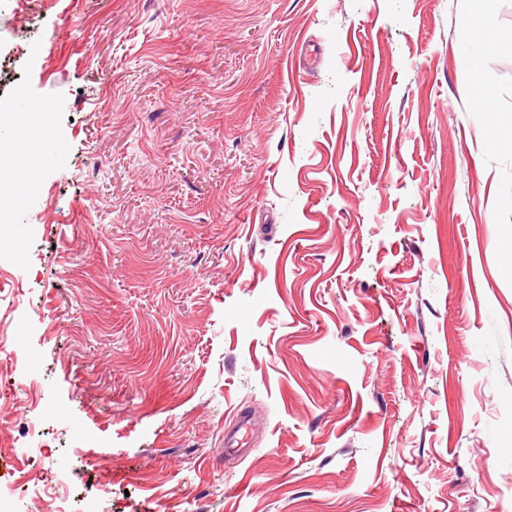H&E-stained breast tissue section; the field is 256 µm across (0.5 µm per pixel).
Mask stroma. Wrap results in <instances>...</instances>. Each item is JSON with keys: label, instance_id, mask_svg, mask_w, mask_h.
<instances>
[{"label": "stroma", "instance_id": "stroma-1", "mask_svg": "<svg viewBox=\"0 0 512 512\" xmlns=\"http://www.w3.org/2000/svg\"><path fill=\"white\" fill-rule=\"evenodd\" d=\"M23 94L15 512H512V0H0ZM466 27L469 32V50L462 56V59L465 62L475 63L480 58V52L486 44L483 35L495 28V19L492 15L486 14L475 20H469ZM20 105V103H19ZM17 104L15 107V112L12 113V118H5L2 114H0V132H1V138L4 134H9L10 136L13 132L14 127L16 126V122L20 121L22 118L27 117V133L31 138H39L40 133L44 128L43 123V115L39 113H30L27 115H23L21 112H19L20 107Z\"/></svg>", "mask_w": 512, "mask_h": 512}]
</instances>
